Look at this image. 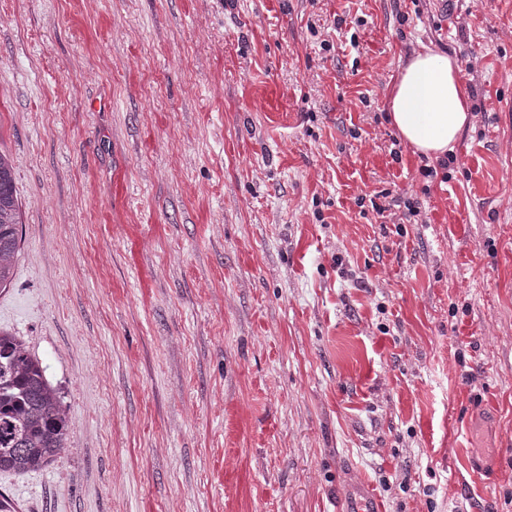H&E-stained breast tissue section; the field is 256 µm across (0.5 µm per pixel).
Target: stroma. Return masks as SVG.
<instances>
[{"label":"stroma","instance_id":"1","mask_svg":"<svg viewBox=\"0 0 512 512\" xmlns=\"http://www.w3.org/2000/svg\"><path fill=\"white\" fill-rule=\"evenodd\" d=\"M425 47L445 183L386 109ZM0 150L73 447L14 512H512V0H0ZM390 118L420 154L438 159L451 151L470 123L472 108L456 59L429 48L405 63L388 98ZM340 512H382L372 486L364 481L348 482L343 490Z\"/></svg>","mask_w":512,"mask_h":512}]
</instances>
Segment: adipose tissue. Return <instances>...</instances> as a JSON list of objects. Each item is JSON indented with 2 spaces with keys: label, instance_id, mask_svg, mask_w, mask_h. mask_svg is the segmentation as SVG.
Masks as SVG:
<instances>
[{
  "label": "adipose tissue",
  "instance_id": "ef3b65f1",
  "mask_svg": "<svg viewBox=\"0 0 512 512\" xmlns=\"http://www.w3.org/2000/svg\"><path fill=\"white\" fill-rule=\"evenodd\" d=\"M390 118L420 154L437 159L451 151L471 121V105L456 59L431 49L414 53L388 98Z\"/></svg>",
  "mask_w": 512,
  "mask_h": 512
}]
</instances>
